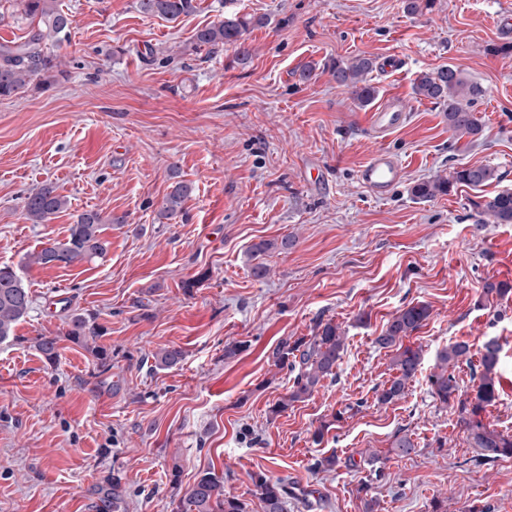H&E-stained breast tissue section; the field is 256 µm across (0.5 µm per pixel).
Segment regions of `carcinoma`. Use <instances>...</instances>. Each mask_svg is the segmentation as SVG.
Returning <instances> with one entry per match:
<instances>
[{"label":"carcinoma","mask_w":512,"mask_h":512,"mask_svg":"<svg viewBox=\"0 0 512 512\" xmlns=\"http://www.w3.org/2000/svg\"><path fill=\"white\" fill-rule=\"evenodd\" d=\"M140 12L149 16L176 19L193 12L196 0H136ZM21 12L37 17L44 25L33 41L15 48L0 51V96H10L32 83L41 72L51 65L52 58L42 53L38 45L44 40L56 44L68 38L73 24L71 16L59 8L57 0H19ZM252 21L246 17L226 18L224 22L199 30L195 35L196 49H214L230 45L234 48L238 62H246L252 54L248 32ZM373 70V62L366 57H354L348 62L336 63L333 77L340 87L351 89L354 99L362 106L375 96V87L367 80ZM414 93L443 107L448 128L461 135L475 137L481 133V125L475 116L473 106L482 96L479 85L469 82L456 68L442 66L433 72L419 76ZM495 169L487 166L460 167L450 176L426 180L415 184L412 195L419 200H431L446 195L456 185L482 187L497 179ZM190 185L177 181L171 186L165 199L164 212L170 216L183 211V204L189 197ZM68 204L49 186L31 191L24 204L25 217L32 224H47ZM481 214L492 224H512V192L503 191L489 197L480 205ZM122 217L103 216L94 210H86L77 216L69 228L64 242H47L40 250L25 257V264L41 266H69L75 262H89L104 258L110 242L103 235L104 225L122 224ZM294 245L290 236L279 241H261L254 245L250 257L272 250L286 251ZM483 296L503 298L512 292V285L506 281L487 280L482 286ZM32 297L16 270L0 266V342L14 335L16 325L28 316ZM429 317V308L421 303H411L400 310L386 324L385 329L375 338L381 348H396L391 360L395 376L376 391V400L388 404L400 399L408 383L416 377L422 365L421 351L403 346V339L423 326ZM100 335V327L91 315L75 314L68 322L66 336L71 340L87 344ZM34 347L50 363L58 357L57 337L38 336ZM345 336L342 328L333 320L322 319L315 323L310 336L280 339L268 359L275 367L293 373V382L285 394L272 408L280 414L296 402L303 401L333 376L338 361L342 358ZM500 345L494 338L484 342L480 350L478 365L474 366L478 385L475 396L459 394L454 375L461 364H472L471 346L465 340L448 344L438 355L435 370L428 382L432 395L441 403L452 401L457 404L458 424L467 432L477 457L485 463L512 458V435L490 429L483 419L486 408L498 398L500 387L498 376ZM157 368L174 367L184 359L179 347H165L152 354ZM252 495L262 503L264 512H287L288 485L282 480H273L262 474L252 476ZM119 494L117 486L103 485L99 489V508L110 512ZM173 512H248V504L224 493V486L215 474L208 472L199 477L184 498L179 499Z\"/></svg>","instance_id":"obj_1"}]
</instances>
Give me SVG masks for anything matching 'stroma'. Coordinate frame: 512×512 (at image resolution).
<instances>
[{"label": "stroma", "instance_id": "1", "mask_svg": "<svg viewBox=\"0 0 512 512\" xmlns=\"http://www.w3.org/2000/svg\"><path fill=\"white\" fill-rule=\"evenodd\" d=\"M59 4L74 20L69 39L41 44L57 68L0 97V265L19 268L33 298L14 340L0 343V512H99L96 489L112 481L114 512H171L208 471L249 512H262L258 473L321 500H289L288 512H364L368 497L374 512H512V459L476 464L456 407L428 386L448 343L476 351L497 339L501 387L484 421L512 433V295L480 298L485 280L512 282V224H481L478 209L512 191V52H501L508 37L497 26L512 0H436L418 15L404 0H197L173 20L144 16L135 0ZM234 15L259 21L248 63L228 46L195 50L198 30ZM39 29L16 0H0V45ZM358 55L375 63L376 103L395 94L407 109L380 137L332 76ZM388 56L399 70L383 69ZM448 64L483 90L479 136L455 135L441 106L414 93L419 74ZM379 149L404 168L384 199L357 181ZM467 165L498 178L413 197L416 183ZM176 179L193 192L169 217ZM44 185L69 207L28 223L24 199ZM90 209L126 218L106 225L105 259L23 266ZM287 234L295 246L263 255L268 273L255 279L252 245ZM417 302L431 314L405 343L420 349L422 369L404 397L378 404L393 352L373 340ZM74 314L95 317L109 366L67 336ZM321 318L346 336L335 375L272 414L291 381L270 348L311 335ZM41 335L57 337L55 363L34 348ZM233 344L239 352L225 357ZM168 346L184 351L180 365H143ZM399 434L411 455L393 452ZM332 453L341 466L313 470ZM372 453L380 478L343 464Z\"/></svg>", "mask_w": 512, "mask_h": 512}]
</instances>
